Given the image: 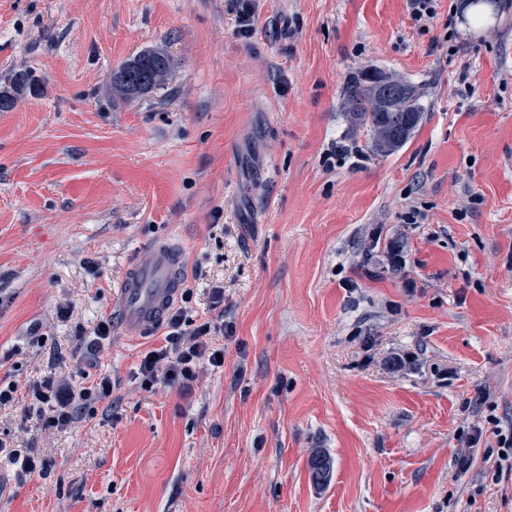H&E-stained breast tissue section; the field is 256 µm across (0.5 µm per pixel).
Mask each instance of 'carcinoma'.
Masks as SVG:
<instances>
[{
	"mask_svg": "<svg viewBox=\"0 0 512 512\" xmlns=\"http://www.w3.org/2000/svg\"><path fill=\"white\" fill-rule=\"evenodd\" d=\"M173 68L174 59L166 49H146L112 70L110 95L114 100L128 102L161 91ZM381 74L383 70L373 68L349 78L344 87L343 109L354 124L367 128L375 150L390 153L409 140L422 120L424 107L417 88L403 79L378 87ZM10 82L0 90V112L10 111L25 92L35 91L40 79L30 70H21L11 75ZM331 470L329 456L321 452L311 455L309 472L316 485L327 482Z\"/></svg>",
	"mask_w": 512,
	"mask_h": 512,
	"instance_id": "1",
	"label": "carcinoma"
}]
</instances>
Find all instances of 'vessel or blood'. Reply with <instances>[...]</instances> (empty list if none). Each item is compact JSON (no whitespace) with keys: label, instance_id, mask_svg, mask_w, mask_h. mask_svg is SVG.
I'll list each match as a JSON object with an SVG mask.
<instances>
[{"label":"vessel or blood","instance_id":"obj_1","mask_svg":"<svg viewBox=\"0 0 512 512\" xmlns=\"http://www.w3.org/2000/svg\"><path fill=\"white\" fill-rule=\"evenodd\" d=\"M184 256L170 241L156 240L127 267L114 303L123 333L149 334L174 305L183 286Z\"/></svg>","mask_w":512,"mask_h":512}]
</instances>
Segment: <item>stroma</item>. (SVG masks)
Segmentation results:
<instances>
[{"label": "stroma", "mask_w": 512, "mask_h": 512, "mask_svg": "<svg viewBox=\"0 0 512 512\" xmlns=\"http://www.w3.org/2000/svg\"><path fill=\"white\" fill-rule=\"evenodd\" d=\"M491 2L474 31L461 0L423 26L407 0H259L245 38L231 0H0V88L40 79L0 112V368L113 384L62 432L0 408L47 462L0 466V512H512V0ZM153 47L166 90L111 99ZM375 67L423 92L391 154L342 110ZM161 238L232 334L222 368L146 391L159 338L93 329ZM10 87L0 90V112L10 111L19 96L27 90L34 92L40 84V79L30 70L15 71L10 78ZM308 464L311 479L317 486L328 481L332 470L329 456L321 452H315L311 455Z\"/></svg>", "instance_id": "35a3bbf8"}]
</instances>
